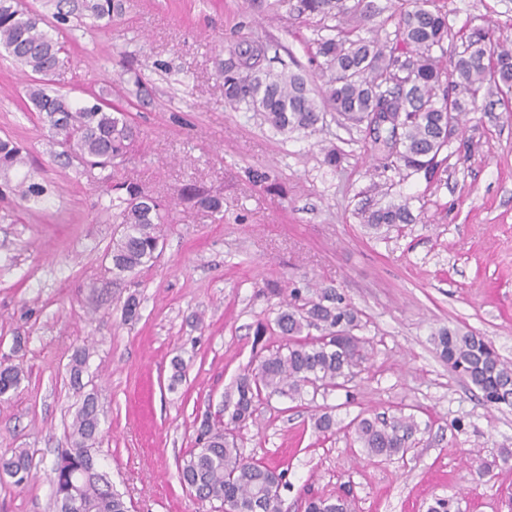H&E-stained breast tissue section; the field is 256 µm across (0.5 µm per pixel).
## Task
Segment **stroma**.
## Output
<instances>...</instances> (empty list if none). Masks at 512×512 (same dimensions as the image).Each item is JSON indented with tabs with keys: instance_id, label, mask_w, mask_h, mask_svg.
<instances>
[{
	"instance_id": "35a3bbf8",
	"label": "stroma",
	"mask_w": 512,
	"mask_h": 512,
	"mask_svg": "<svg viewBox=\"0 0 512 512\" xmlns=\"http://www.w3.org/2000/svg\"><path fill=\"white\" fill-rule=\"evenodd\" d=\"M367 2L370 18L351 23L350 38L393 35L402 0ZM431 7L447 18L448 54L476 29L512 47V0ZM61 30L68 61L56 89L84 103L111 88L143 138L118 175L169 201L170 221L154 261L113 279L106 254L116 226L98 173L59 156L21 101L29 74L0 51V138L28 149L49 189L41 207L0 201V361L24 369L0 401V450L32 459L25 485L0 479V512H47L52 467L88 393L99 410L97 458L129 512H214L181 485L179 467L203 414L222 407L261 350L285 346L273 311L307 282L337 288L359 310L372 356L344 386L263 397L241 430L245 456L284 471L283 512H304L308 492L348 498L351 512H427L448 496L463 512H508L512 460L500 451L512 449V408L484 403L432 335L473 331L512 362V90L479 99L436 174H409L388 168L366 126L336 113L300 137L226 102L215 62L242 41L262 44L273 70L314 80L324 71L314 51L325 29L287 0H126L117 22ZM134 71L141 86L129 80ZM327 147L337 167L324 164ZM187 184L220 193L222 215L174 198ZM404 199L413 223L363 226V210ZM131 296L139 307L128 320ZM82 347L90 357L78 390L68 363ZM400 409L419 424L404 457L370 459L353 447L354 417ZM325 411L336 427L322 435L313 422ZM482 460L491 472L477 481Z\"/></svg>"
}]
</instances>
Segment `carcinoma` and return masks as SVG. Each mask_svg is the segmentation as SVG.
I'll return each mask as SVG.
<instances>
[{
	"label": "carcinoma",
	"mask_w": 512,
	"mask_h": 512,
	"mask_svg": "<svg viewBox=\"0 0 512 512\" xmlns=\"http://www.w3.org/2000/svg\"><path fill=\"white\" fill-rule=\"evenodd\" d=\"M428 0H410L397 17L393 42L376 39L327 37L318 40L317 54L329 71L319 91L292 71L262 66L265 50L252 42L237 47L238 65L219 61L224 97L265 119L279 133H311L330 110L354 123H368L375 112L386 113L399 137L373 130L374 142L387 147L390 165L400 170L428 172L448 142V124L456 125L467 106H476L489 86L512 87V49L491 43L480 29L467 37L466 48L440 64L433 50L443 49L448 34L446 16L427 8ZM54 12L27 10L18 0H0V48L36 78L25 96L37 119L64 151L79 157L100 177L106 209L119 233L112 238L111 272L116 278L135 275L155 258L158 225L167 221L161 200L133 182L118 181L114 171L132 155L139 139L123 106L99 95L79 104L50 87L65 62V41L59 25L74 17L94 27L100 20L121 18L123 0H45ZM299 17L321 20L367 18L363 0H295ZM27 165L15 141L0 139V198L12 196L37 204L47 198L45 187L27 172L17 181L10 174ZM180 196L212 214L222 212L221 199L207 190L186 186ZM364 224L371 229L414 221L409 204L388 205L367 211ZM274 324L288 337L286 351L277 350L241 374L234 391L225 395L224 408L207 415L198 429L197 448L184 461L179 478L201 501L220 503L235 512H281V496L271 492L283 485L284 473L244 456L237 432L255 413L262 393L302 397L307 389L341 387L370 359L368 342L354 334L359 320L351 303L331 286L293 288L281 303ZM321 331L313 336L310 330ZM434 343L448 366L462 373L490 405L512 406V363L503 359L484 337L462 329L442 328ZM86 352L77 349L70 363V378L82 386ZM22 370L0 362V400L16 390ZM349 429L370 458L404 455L418 432L412 415L356 417ZM101 442L100 420L93 395L84 398L72 424L69 448L59 455L53 471L54 490L49 512H128L107 474L100 470L95 448ZM31 470L25 450L0 454V473L23 485ZM349 503L320 498L305 501V512H348Z\"/></svg>",
	"instance_id": "obj_1"
}]
</instances>
